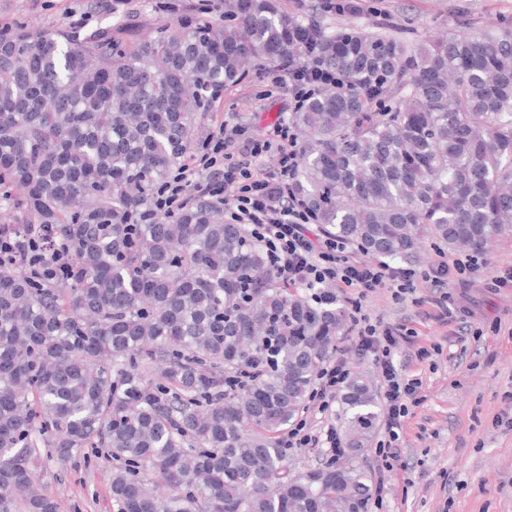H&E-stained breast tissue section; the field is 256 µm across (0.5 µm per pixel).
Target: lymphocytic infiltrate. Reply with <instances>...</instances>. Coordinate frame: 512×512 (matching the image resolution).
<instances>
[{
	"label": "lymphocytic infiltrate",
	"instance_id": "lymphocytic-infiltrate-1",
	"mask_svg": "<svg viewBox=\"0 0 512 512\" xmlns=\"http://www.w3.org/2000/svg\"><path fill=\"white\" fill-rule=\"evenodd\" d=\"M239 132L236 125L220 129L200 153L189 155L160 191L157 205L168 211L180 209L193 192L230 202V220L248 225L251 233L264 242L272 271L288 286L329 285L345 292L356 347L383 370V432L375 448L379 472L386 475L398 471L400 443L411 409L420 403L423 382L418 376L403 373L395 355L409 347L415 359L423 363L441 355L443 348L419 343L418 331L407 324L372 319L363 303L383 288L390 289L394 300H407L416 295L423 282L434 292L430 299L432 319L447 324L459 313L449 285L467 286L485 266L486 258L479 251L453 260L443 258L420 273L357 256L352 242L316 229L314 213L295 193L299 152L288 120L279 119L267 127L264 135L246 140V157L242 160L230 150ZM266 156L273 158L272 168L265 171L252 167V160ZM349 377L350 369L342 358H334L322 368L310 397L315 415L328 412ZM279 442L284 448H326L335 454L343 448L335 425L318 428L305 419L283 433Z\"/></svg>",
	"mask_w": 512,
	"mask_h": 512
}]
</instances>
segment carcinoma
<instances>
[{
  "instance_id": "obj_1",
  "label": "carcinoma",
  "mask_w": 512,
  "mask_h": 512,
  "mask_svg": "<svg viewBox=\"0 0 512 512\" xmlns=\"http://www.w3.org/2000/svg\"><path fill=\"white\" fill-rule=\"evenodd\" d=\"M233 9L128 48L0 33V186L35 248L0 254V512H59L38 466L87 448L119 462L115 512H369L366 374L340 396L343 463L298 472L279 444L346 307L285 287L224 204L154 202L245 62L336 74L290 114L298 195L327 232L411 265L426 238L482 250L512 231V19L424 45L274 0ZM243 369L255 382L224 391Z\"/></svg>"
}]
</instances>
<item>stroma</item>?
Here are the masks:
<instances>
[{
	"instance_id": "1",
	"label": "stroma",
	"mask_w": 512,
	"mask_h": 512,
	"mask_svg": "<svg viewBox=\"0 0 512 512\" xmlns=\"http://www.w3.org/2000/svg\"><path fill=\"white\" fill-rule=\"evenodd\" d=\"M355 2L358 15L326 12L324 25L371 24L416 44L445 35L461 15L478 27L512 17V0ZM206 16L200 0H175L171 9L159 0H0V26L83 37L108 32L127 46L166 24ZM293 110L291 89L255 67L243 80L225 86L199 120L197 137L218 133L227 122L242 123L248 135L257 136ZM485 257L487 266L466 288L455 289V303L467 314L449 325L429 319V304L395 301L387 289L364 303L372 319L413 323L423 342L443 347L429 364H416L405 348L396 356L398 364L421 377L422 401L401 445L407 475L386 477L382 512H512V431L496 424L497 416L512 406V288L489 287L494 276L512 266V231ZM115 466L103 452H91L63 466L44 464L42 480L57 497L60 512H113Z\"/></svg>"
}]
</instances>
